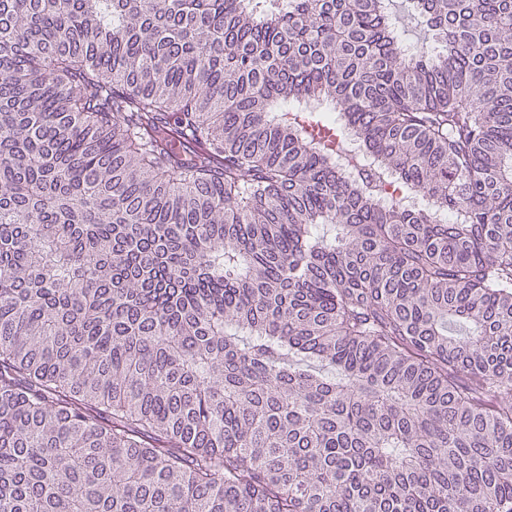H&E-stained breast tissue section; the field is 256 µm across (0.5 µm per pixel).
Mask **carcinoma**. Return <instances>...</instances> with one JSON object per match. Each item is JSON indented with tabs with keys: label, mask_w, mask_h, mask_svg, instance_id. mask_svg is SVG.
<instances>
[{
	"label": "carcinoma",
	"mask_w": 512,
	"mask_h": 512,
	"mask_svg": "<svg viewBox=\"0 0 512 512\" xmlns=\"http://www.w3.org/2000/svg\"><path fill=\"white\" fill-rule=\"evenodd\" d=\"M417 7L0 0V512H512V0ZM392 1V2H391ZM389 11L405 46L416 51L423 45L436 47L430 39V32L415 14L410 0H390ZM336 163L347 173L356 174L369 165L368 159L361 153L358 146L352 141L337 139Z\"/></svg>",
	"instance_id": "obj_1"
}]
</instances>
